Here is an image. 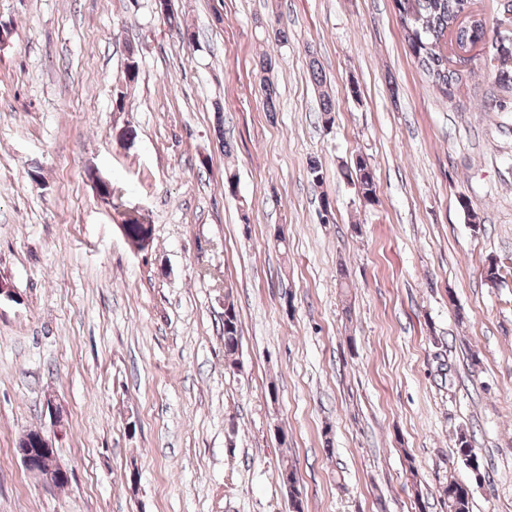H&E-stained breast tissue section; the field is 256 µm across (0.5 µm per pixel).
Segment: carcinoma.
<instances>
[{"mask_svg":"<svg viewBox=\"0 0 512 512\" xmlns=\"http://www.w3.org/2000/svg\"><path fill=\"white\" fill-rule=\"evenodd\" d=\"M401 26L414 60L427 81L448 96L460 81L458 70L448 67L444 46L449 41L458 45L481 38L482 22L458 26V17L471 10L472 0H396ZM346 176L357 185L358 194L367 204L377 202L375 173L368 158L360 155L346 169ZM238 352V315L234 301L224 311V357L228 367H236ZM455 452L464 464L480 469L478 455L470 438L462 434L455 442ZM448 512H471L470 489L451 481L446 487Z\"/></svg>","mask_w":512,"mask_h":512,"instance_id":"cac0c4a2","label":"carcinoma"}]
</instances>
